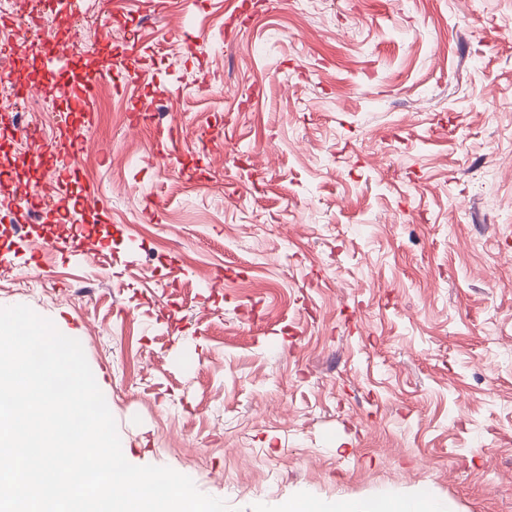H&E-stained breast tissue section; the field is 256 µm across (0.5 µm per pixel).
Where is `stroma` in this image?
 Segmentation results:
<instances>
[{
  "label": "stroma",
  "instance_id": "stroma-1",
  "mask_svg": "<svg viewBox=\"0 0 512 512\" xmlns=\"http://www.w3.org/2000/svg\"><path fill=\"white\" fill-rule=\"evenodd\" d=\"M155 2H81L86 70L140 50L85 115L80 183L18 167L0 124V307L81 343L129 463L231 512H512V0ZM13 59L39 95V44ZM89 187L97 254L6 217ZM448 504L434 498L427 490L408 498L381 495L362 500L342 501L336 512H447Z\"/></svg>",
  "mask_w": 512,
  "mask_h": 512
}]
</instances>
